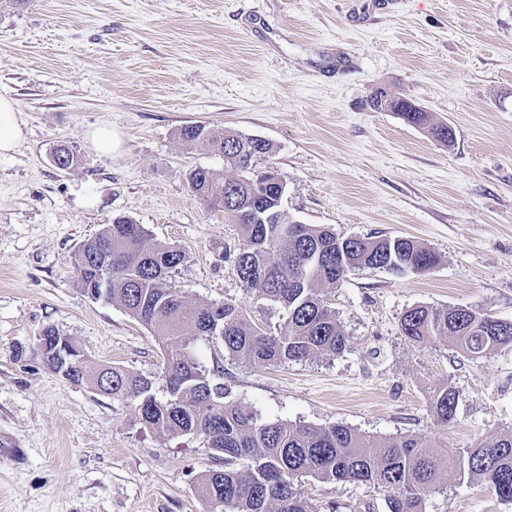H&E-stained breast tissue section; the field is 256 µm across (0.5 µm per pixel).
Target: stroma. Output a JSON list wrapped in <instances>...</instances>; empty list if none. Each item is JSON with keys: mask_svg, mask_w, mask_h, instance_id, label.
<instances>
[{"mask_svg": "<svg viewBox=\"0 0 512 512\" xmlns=\"http://www.w3.org/2000/svg\"><path fill=\"white\" fill-rule=\"evenodd\" d=\"M383 93L447 123L453 142L374 109ZM0 95L26 124L0 158V512H210L197 483L219 462L201 437L144 429L36 352L54 327L166 400L155 337L73 272L79 245L117 217L185 250L172 281L188 300L282 325L236 276L239 227L188 185L224 159L186 147L187 125L269 141L287 219L407 236L440 258L425 274L356 269L328 289L347 336L336 356L254 365L195 341L201 364L222 362L229 400L268 422L413 433L440 452L512 429V348L473 362L400 328L416 306L512 320V0H0ZM102 125L117 140L108 156L88 137ZM61 144L78 158L65 170L52 162ZM445 386L458 405L443 427L431 398ZM302 489L316 512H387L366 484L306 477ZM425 510L512 505L445 474Z\"/></svg>", "mask_w": 512, "mask_h": 512, "instance_id": "1", "label": "stroma"}]
</instances>
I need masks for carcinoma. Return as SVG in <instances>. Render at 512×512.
Returning <instances> with one entry per match:
<instances>
[{
    "label": "carcinoma",
    "mask_w": 512,
    "mask_h": 512,
    "mask_svg": "<svg viewBox=\"0 0 512 512\" xmlns=\"http://www.w3.org/2000/svg\"><path fill=\"white\" fill-rule=\"evenodd\" d=\"M373 107L398 112L409 124L434 134L448 125L434 123L427 112L402 98L384 94ZM188 146L207 143L224 157V169L197 167L188 174L192 191L224 221L236 224L246 241L234 258L243 287L278 304L286 313L276 332L254 323L233 302H190L175 289L171 273L186 252L156 244L146 228L129 218H116L86 239L73 256L77 283L94 299L122 306L160 343L169 397L157 400L151 382L120 367L86 361L74 373L96 392L132 402L141 424L165 435L202 437L223 466L201 475L198 490L223 512H315L299 485L303 477L367 484L385 494L387 512H424V500L448 470L456 479L486 484L502 501L512 503V430L495 440L442 454L413 434L388 439L359 434L336 424L264 422L249 408L224 401L226 388L196 358L189 336L208 338L212 321L222 328L217 340L232 359L247 364L281 365L346 348V336L320 294L336 286L355 268H382L395 273H428L438 256L406 238L342 237L325 226L295 224L280 211L278 189H255L258 161L272 145L245 153L248 138L233 132L215 133L200 125L180 130ZM232 170L235 176L226 177ZM487 314L470 307L417 306L401 318L410 341L449 339L466 358L477 361L512 347V323L493 329ZM457 396L451 387L438 390L431 403L436 423L456 417Z\"/></svg>",
    "instance_id": "1"
}]
</instances>
